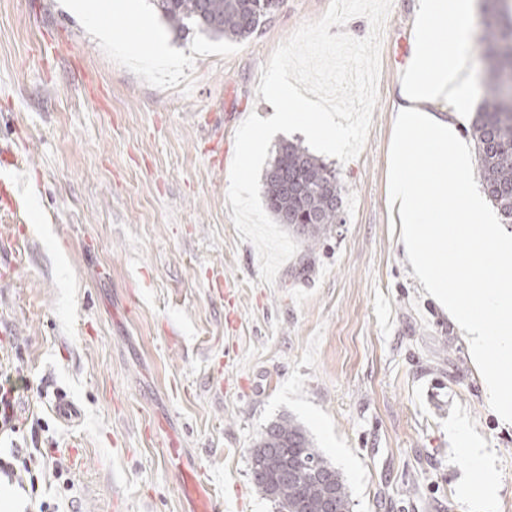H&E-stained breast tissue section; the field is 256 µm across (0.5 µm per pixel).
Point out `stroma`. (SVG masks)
<instances>
[{
	"mask_svg": "<svg viewBox=\"0 0 512 512\" xmlns=\"http://www.w3.org/2000/svg\"><path fill=\"white\" fill-rule=\"evenodd\" d=\"M330 0H284L250 38L155 31L174 64L102 45L61 0H0V374L24 382L0 451L49 449L0 477V512H188L161 450L176 445L223 512H277L249 450L289 415L343 473L351 512H477L464 429L512 512V426L489 403L466 340L419 288L386 185L417 0H392L378 99L358 157L328 156L341 217L260 276L227 200L237 128L274 115L256 89L275 49ZM66 394L77 418L55 406ZM41 422L32 431L33 422Z\"/></svg>",
	"mask_w": 512,
	"mask_h": 512,
	"instance_id": "35a3bbf8",
	"label": "stroma"
}]
</instances>
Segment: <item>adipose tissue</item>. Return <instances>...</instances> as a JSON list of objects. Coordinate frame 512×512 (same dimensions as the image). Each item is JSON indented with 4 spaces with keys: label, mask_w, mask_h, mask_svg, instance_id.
Returning <instances> with one entry per match:
<instances>
[{
    "label": "adipose tissue",
    "mask_w": 512,
    "mask_h": 512,
    "mask_svg": "<svg viewBox=\"0 0 512 512\" xmlns=\"http://www.w3.org/2000/svg\"><path fill=\"white\" fill-rule=\"evenodd\" d=\"M417 24L388 199L415 279L463 333L499 421L512 425V235L470 183L471 149L456 120L425 108L457 93L458 64L472 41L466 0H420Z\"/></svg>",
    "instance_id": "adipose-tissue-1"
}]
</instances>
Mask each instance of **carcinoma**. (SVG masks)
Listing matches in <instances>:
<instances>
[{
    "label": "carcinoma",
    "mask_w": 512,
    "mask_h": 512,
    "mask_svg": "<svg viewBox=\"0 0 512 512\" xmlns=\"http://www.w3.org/2000/svg\"><path fill=\"white\" fill-rule=\"evenodd\" d=\"M160 17L178 35L198 32L214 38L244 40L282 0H152ZM478 46L485 61L484 94L470 133L477 150L483 190L512 224V4L485 0ZM342 187L335 171L299 143L279 146L262 177V192L274 221L296 231L311 248L341 222ZM302 466L282 477L280 460ZM250 475L278 512H350V495L341 472L314 447L298 421L282 416L268 424L250 451Z\"/></svg>",
    "instance_id": "1"
}]
</instances>
